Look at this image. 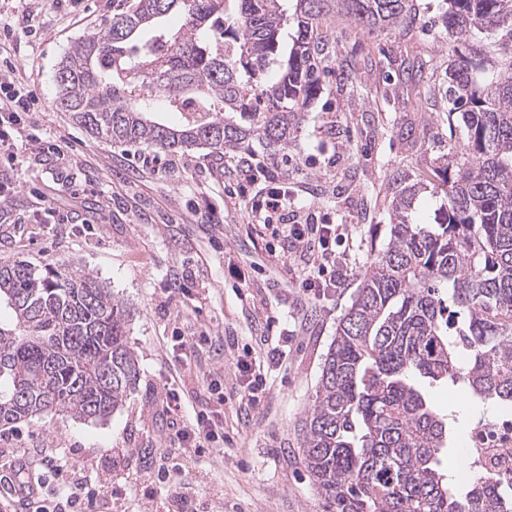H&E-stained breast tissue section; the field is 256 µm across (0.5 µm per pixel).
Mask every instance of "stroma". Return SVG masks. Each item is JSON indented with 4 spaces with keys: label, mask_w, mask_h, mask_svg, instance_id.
Listing matches in <instances>:
<instances>
[{
    "label": "stroma",
    "mask_w": 512,
    "mask_h": 512,
    "mask_svg": "<svg viewBox=\"0 0 512 512\" xmlns=\"http://www.w3.org/2000/svg\"><path fill=\"white\" fill-rule=\"evenodd\" d=\"M416 23L405 36L366 28L330 11L325 73L302 116L297 147L280 179L319 222L342 225L336 264L344 276L315 298L298 289L301 270L271 238L251 232L250 206H225L235 188L234 160L194 149L170 170L143 160L148 147L92 139L54 104L55 66L67 48L111 19L116 0H0L11 24L18 83L41 106L18 128L22 138L62 144L67 161L37 153L22 167L0 157V258L36 264L72 262L102 281L128 314V345L139 364L136 386L105 420L46 412L0 431V475L34 449L111 485L93 512H174L179 498L195 512H324L301 459V427L336 323L350 306L374 246L388 240L393 178L418 175L447 152L462 154L448 103L434 93L452 46L441 0H414ZM423 62L421 79L407 69ZM249 269L247 284L225 277L228 261ZM287 334L286 355L268 369L267 390L241 416L235 363L260 337ZM194 352L181 360L175 337ZM224 388L216 401L204 376ZM452 420L453 446L441 467L455 491L472 481L456 446L476 421L507 408L476 400L461 383L428 385ZM179 393L181 412L167 409ZM223 408V446L186 456L177 431L197 411Z\"/></svg>",
    "instance_id": "1"
}]
</instances>
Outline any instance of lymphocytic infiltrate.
Returning <instances> with one entry per match:
<instances>
[{
    "instance_id": "lymphocytic-infiltrate-1",
    "label": "lymphocytic infiltrate",
    "mask_w": 512,
    "mask_h": 512,
    "mask_svg": "<svg viewBox=\"0 0 512 512\" xmlns=\"http://www.w3.org/2000/svg\"><path fill=\"white\" fill-rule=\"evenodd\" d=\"M17 67L11 57H0V150L6 151L14 162H24L33 151L29 140H18L11 134L28 112L39 103L35 92L17 84ZM240 172L250 182L259 183L257 200L251 211L256 220L254 230L276 240L284 256L307 263L309 270L299 286L303 295H316L318 289L334 284L337 270L332 260L336 256L338 229L333 224H313L301 210L288 205V185L278 178L267 175L264 167L242 163ZM262 357L247 355L237 360L239 408L247 412L258 408L266 389L265 367L278 364L283 356L281 346L271 339H261ZM221 411L196 414L193 422L184 425L177 433L180 448L202 450L219 439L223 428ZM33 471H26L23 462H15L8 481L11 485L24 484L29 474L50 473L65 477L70 492L65 500L54 501L43 497L30 501L31 512H82L83 506L95 504L98 496L108 491L107 485L85 480L79 472H65L52 456L34 458Z\"/></svg>"
}]
</instances>
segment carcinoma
I'll return each mask as SVG.
<instances>
[{
    "mask_svg": "<svg viewBox=\"0 0 512 512\" xmlns=\"http://www.w3.org/2000/svg\"><path fill=\"white\" fill-rule=\"evenodd\" d=\"M444 4L460 45L447 119L467 152L433 171L448 198L434 224L410 223L421 185L395 178L388 241L336 325L302 428L325 512H512L490 474L451 490L448 419L417 383L461 381L512 405V0ZM333 8L402 35L415 23L412 0H126L64 52L55 105L114 145L228 156L255 139L286 160L320 90L315 20ZM158 92L177 123L157 117ZM0 307L1 429L52 410L104 419L126 400L138 359L126 310L96 277L0 260Z\"/></svg>",
    "mask_w": 512,
    "mask_h": 512,
    "instance_id": "1",
    "label": "carcinoma"
}]
</instances>
